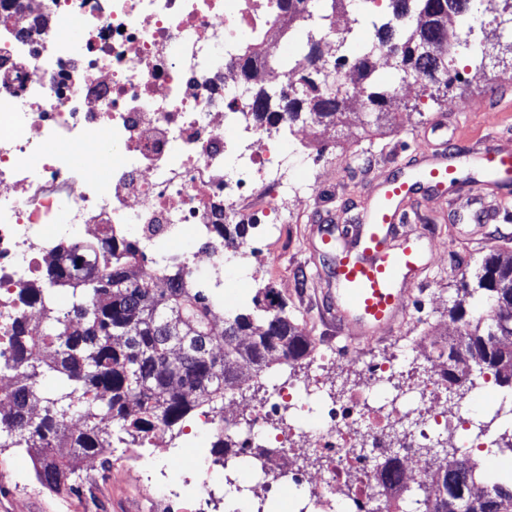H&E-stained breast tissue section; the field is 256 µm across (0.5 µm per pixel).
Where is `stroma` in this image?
<instances>
[{"label": "stroma", "instance_id": "1", "mask_svg": "<svg viewBox=\"0 0 512 512\" xmlns=\"http://www.w3.org/2000/svg\"><path fill=\"white\" fill-rule=\"evenodd\" d=\"M451 22L464 29L469 43L449 46L460 78L444 97L433 101L401 85L395 66L377 58L375 82L398 90L388 105L390 121L371 123L369 106L363 103L340 121L321 125L297 121L276 133L285 150L305 143L307 151L298 157L297 175L310 179L319 191L310 203H289L288 222L280 231L268 224L249 229L252 255L246 262L224 265L225 311H252L254 300H265L271 291L305 336L321 335V295L329 286L327 259L320 251L322 216L335 214L330 229L337 239H344L357 216L353 202L367 195L372 181L406 159L420 132H427L434 144L454 136L463 147L492 143L512 151V53L507 50L512 33L493 31L471 16H455ZM438 116L446 118V129H429L430 120ZM485 205L499 211V223L475 224L473 214ZM401 231L420 237L431 268L412 286L394 336L367 351L371 360L406 348L411 330L419 336L452 337L456 323L448 311L454 304L462 305L465 319H477L475 301L463 296L460 286L472 281L485 256L512 254V188L470 184L444 197L423 198ZM271 251L276 258L269 264L265 256ZM119 463V457L109 454L83 461V481L69 494V512H141L148 489L114 478L112 469ZM32 475L27 455L15 448L0 450V512H62L59 492L48 488L26 505L18 504L16 486Z\"/></svg>", "mask_w": 512, "mask_h": 512}]
</instances>
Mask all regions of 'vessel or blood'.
I'll return each instance as SVG.
<instances>
[{
	"instance_id": "vessel-or-blood-1",
	"label": "vessel or blood",
	"mask_w": 512,
	"mask_h": 512,
	"mask_svg": "<svg viewBox=\"0 0 512 512\" xmlns=\"http://www.w3.org/2000/svg\"><path fill=\"white\" fill-rule=\"evenodd\" d=\"M471 171L492 181L512 177V152L488 145L465 153L445 144L435 153L419 145L397 174L368 194L354 227L357 251H339L331 234L322 236L329 276L337 284L327 300L337 334L359 341L395 328L410 297L409 285L429 267L416 242L400 236L399 227L408 222L421 195H445L451 179Z\"/></svg>"
}]
</instances>
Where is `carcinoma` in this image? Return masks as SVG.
I'll use <instances>...</instances> for the list:
<instances>
[{"label": "carcinoma", "mask_w": 512, "mask_h": 512, "mask_svg": "<svg viewBox=\"0 0 512 512\" xmlns=\"http://www.w3.org/2000/svg\"><path fill=\"white\" fill-rule=\"evenodd\" d=\"M456 0H387L391 21L413 11L423 19L403 41L379 38L341 79V87L317 82L300 74L288 109H271L286 97L260 87L256 90L257 119L271 127L284 119L294 123L306 114L318 123L331 122L350 109L347 83L367 85V101L375 118L385 115L396 89L378 87L372 79V59L386 51L400 74L425 71L422 93L437 100L458 79L448 50L445 19ZM224 246L236 245L245 228L229 230L214 225ZM145 254L136 246L117 242L106 234L90 241H75L63 250L37 287L29 289L27 304L38 316L40 333H29L17 321L11 326L10 352H0V372H18L17 385L4 395L12 407L0 419V448H24L39 460L37 476L46 487L60 492L81 481L77 459L92 457L99 448L112 447L96 420L110 416L118 431L136 441L161 420L173 427L205 404L224 410V398L234 389L237 373L249 368L257 375L272 363L294 365L311 353L308 337L297 330L285 307L255 306L250 313L229 314L224 332L210 328L212 309L221 304L210 285L189 281L183 269L169 262L163 269L164 286L140 274ZM475 287L468 294L481 300L479 320L485 326L463 324L462 339L448 341V386L473 383L465 367L493 372L499 386L512 388V260L503 263L492 255L474 273ZM60 288L72 290L71 307L58 309L53 296ZM264 331L247 344L256 322ZM42 404L33 416L31 396ZM82 417L79 429L71 419ZM72 449L69 458L55 453ZM439 494L432 498L421 487L426 512H512V474L482 480L477 460L461 456L431 479Z\"/></svg>", "instance_id": "obj_1"}]
</instances>
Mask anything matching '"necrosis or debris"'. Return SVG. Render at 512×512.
I'll list each match as a JSON object with an SVG mask.
<instances>
[{"label":"necrosis or debris","mask_w":512,"mask_h":512,"mask_svg":"<svg viewBox=\"0 0 512 512\" xmlns=\"http://www.w3.org/2000/svg\"><path fill=\"white\" fill-rule=\"evenodd\" d=\"M249 43L263 60L250 80ZM298 43L283 0H0V344L13 320L37 326L24 290L70 242L136 233L155 278L190 228L203 243L181 258L187 276H218L215 225L283 224L287 201L313 196L254 117L256 85L284 87ZM411 355L405 371L323 345L264 401L201 411L196 428L236 455L265 438L267 473L245 485L257 498L284 473L307 491L306 512H423L415 491L446 465L440 442L471 456L491 436L477 392L449 390L444 348ZM398 427L409 438L389 485L381 461ZM308 452L318 469L299 467ZM124 454L122 477L145 481L147 455H160L171 481L193 487L153 493L151 512H207L221 472L177 453L164 423Z\"/></svg>","instance_id":"4bbe7bcc"}]
</instances>
